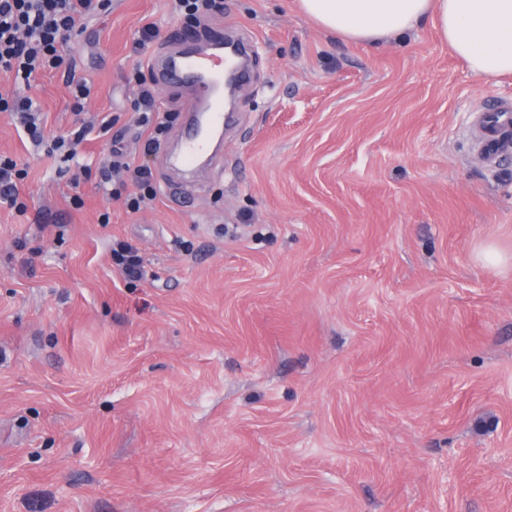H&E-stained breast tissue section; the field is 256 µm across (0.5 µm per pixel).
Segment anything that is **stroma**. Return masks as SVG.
I'll use <instances>...</instances> for the list:
<instances>
[{
	"mask_svg": "<svg viewBox=\"0 0 512 512\" xmlns=\"http://www.w3.org/2000/svg\"><path fill=\"white\" fill-rule=\"evenodd\" d=\"M180 26L171 0H115L70 51L83 113L65 69L37 75L46 135L112 116L160 175L133 74ZM217 28L255 54L190 202L130 212L95 174L105 139L62 175L0 112L28 167L26 214L0 207V512H512V156L474 146L512 76L476 78L429 18L355 44L296 0H224L197 44ZM112 262L126 279L138 281L144 277L143 258L139 249L129 241L119 240L115 243Z\"/></svg>",
	"mask_w": 512,
	"mask_h": 512,
	"instance_id": "1",
	"label": "stroma"
}]
</instances>
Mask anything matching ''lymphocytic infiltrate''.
<instances>
[{
    "mask_svg": "<svg viewBox=\"0 0 512 512\" xmlns=\"http://www.w3.org/2000/svg\"><path fill=\"white\" fill-rule=\"evenodd\" d=\"M111 7L112 0H0V73L15 84L30 86L37 74L66 63L75 35ZM0 112L13 113L33 143L63 163L77 157L78 146L92 133L104 136L112 129V120L106 116L80 121L66 135L45 137L41 114L26 96H0ZM116 168L126 178L113 194L124 197L128 209L136 212L155 200L151 173L144 165L115 161L113 167L100 169L101 182L111 183Z\"/></svg>",
    "mask_w": 512,
    "mask_h": 512,
    "instance_id": "f902f5d3",
    "label": "lymphocytic infiltrate"
}]
</instances>
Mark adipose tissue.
<instances>
[{"mask_svg": "<svg viewBox=\"0 0 512 512\" xmlns=\"http://www.w3.org/2000/svg\"><path fill=\"white\" fill-rule=\"evenodd\" d=\"M323 29L353 43L401 37L434 19L441 37L476 77L512 76V0H298Z\"/></svg>", "mask_w": 512, "mask_h": 512, "instance_id": "1", "label": "adipose tissue"}]
</instances>
